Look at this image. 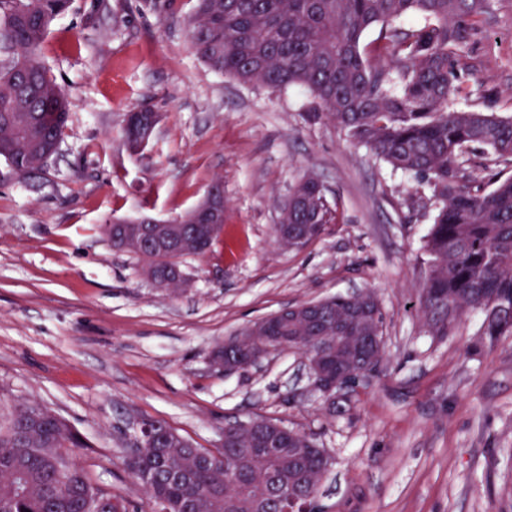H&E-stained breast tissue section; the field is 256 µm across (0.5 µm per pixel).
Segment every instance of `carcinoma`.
I'll list each match as a JSON object with an SVG mask.
<instances>
[{
	"instance_id": "carcinoma-1",
	"label": "carcinoma",
	"mask_w": 512,
	"mask_h": 512,
	"mask_svg": "<svg viewBox=\"0 0 512 512\" xmlns=\"http://www.w3.org/2000/svg\"><path fill=\"white\" fill-rule=\"evenodd\" d=\"M488 0H197L186 20L193 52L217 73L270 88L299 85L320 115L395 172L425 183L436 214L425 242L428 273L420 312L426 333L445 337L471 311L484 315L481 335L512 336V176L492 177L489 191L469 172L479 147L512 159V118L450 111L462 94L454 60L467 22ZM70 0H0V157L25 177L48 166L69 117L65 89L44 65L52 22ZM417 14L423 23L406 27ZM380 26L369 51L362 33ZM149 109L126 119L134 150L147 146ZM281 213L299 248L334 220L326 188L306 175ZM323 342L354 358L385 360L383 314L372 291L324 300ZM295 338L287 349L313 358L318 340ZM80 443L66 422L35 403L0 415V512H129V503L94 482L69 452ZM130 466L150 512H288L291 488L306 484L309 501L322 460L301 470L288 450L265 436L198 448L163 423L151 447Z\"/></svg>"
}]
</instances>
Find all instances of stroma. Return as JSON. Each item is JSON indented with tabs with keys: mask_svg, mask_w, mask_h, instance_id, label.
Returning <instances> with one entry per match:
<instances>
[{
	"mask_svg": "<svg viewBox=\"0 0 512 512\" xmlns=\"http://www.w3.org/2000/svg\"><path fill=\"white\" fill-rule=\"evenodd\" d=\"M194 8L71 0L50 29L43 60L70 100L58 151L26 177L0 160V407L35 401L59 415L93 479L141 510L127 460L142 421L215 448L225 424L268 417L331 455L319 512H512V337L471 355L476 312L456 335H427L428 192L314 118L307 89L211 70L188 42ZM455 74L453 109L512 116V0L472 19ZM143 106L161 119L134 153L122 129ZM308 173L336 220L293 250L275 227ZM215 185L224 228L209 251L180 258L185 284L166 296L104 228L179 218ZM368 290L387 364L357 392L324 399L292 350L231 374L209 362L283 307Z\"/></svg>",
	"mask_w": 512,
	"mask_h": 512,
	"instance_id": "obj_1",
	"label": "stroma"
}]
</instances>
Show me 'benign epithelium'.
Here are the masks:
<instances>
[{"instance_id": "obj_1", "label": "benign epithelium", "mask_w": 512, "mask_h": 512, "mask_svg": "<svg viewBox=\"0 0 512 512\" xmlns=\"http://www.w3.org/2000/svg\"><path fill=\"white\" fill-rule=\"evenodd\" d=\"M224 197L218 193L212 194L210 206L194 212L192 221L188 224L181 220L158 221L150 218H141L132 223L117 221L114 224L112 241L117 247L125 250L137 248L145 244H155L161 249L169 248L178 251H192L199 247L210 237L217 227L216 220L220 214ZM146 277L157 288H165L174 282L185 283L184 275L175 270L171 275H161L157 267L149 266ZM305 319L309 326L316 330L321 327L322 313L315 304L304 308L288 306L271 318L253 323L242 330L237 336L225 341V350H240L250 354L248 361L244 362L240 356H224V364L212 363L215 368L224 367V371L233 372L245 365L259 362L272 349L273 346L286 341L281 335V324L288 319ZM309 375L313 385L322 396L331 397L336 391L351 386L348 373L332 357L322 354L314 360L307 362Z\"/></svg>"}]
</instances>
